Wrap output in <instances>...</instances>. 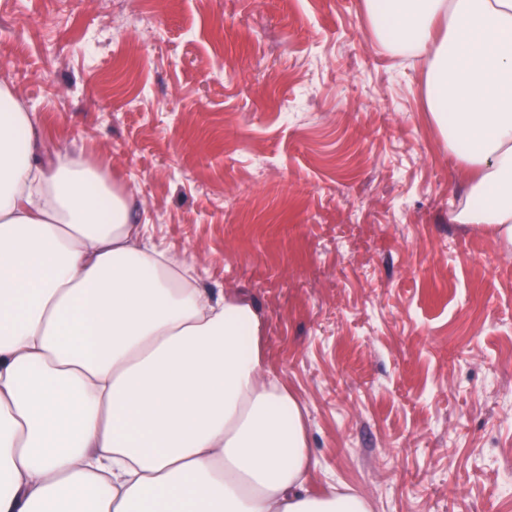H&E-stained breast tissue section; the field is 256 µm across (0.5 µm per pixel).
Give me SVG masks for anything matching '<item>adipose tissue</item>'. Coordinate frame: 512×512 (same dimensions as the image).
Returning <instances> with one entry per match:
<instances>
[{"mask_svg": "<svg viewBox=\"0 0 512 512\" xmlns=\"http://www.w3.org/2000/svg\"><path fill=\"white\" fill-rule=\"evenodd\" d=\"M469 172L460 224L512 248V0H365ZM0 84V512H371L308 480L301 405L252 301L199 288L101 165L43 156Z\"/></svg>", "mask_w": 512, "mask_h": 512, "instance_id": "1", "label": "adipose tissue"}]
</instances>
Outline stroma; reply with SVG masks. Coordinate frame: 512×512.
I'll list each match as a JSON object with an SVG mask.
<instances>
[{
  "label": "stroma",
  "instance_id": "35a3bbf8",
  "mask_svg": "<svg viewBox=\"0 0 512 512\" xmlns=\"http://www.w3.org/2000/svg\"><path fill=\"white\" fill-rule=\"evenodd\" d=\"M0 83L265 322L310 488L512 512V249L364 0H0Z\"/></svg>",
  "mask_w": 512,
  "mask_h": 512
}]
</instances>
